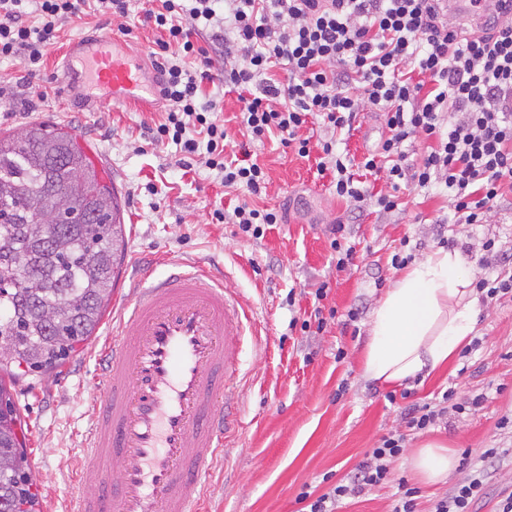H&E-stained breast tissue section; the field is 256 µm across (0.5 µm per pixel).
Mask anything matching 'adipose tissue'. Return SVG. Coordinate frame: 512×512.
Returning <instances> with one entry per match:
<instances>
[{
    "instance_id": "ef3b65f1",
    "label": "adipose tissue",
    "mask_w": 512,
    "mask_h": 512,
    "mask_svg": "<svg viewBox=\"0 0 512 512\" xmlns=\"http://www.w3.org/2000/svg\"><path fill=\"white\" fill-rule=\"evenodd\" d=\"M476 299L460 255L438 250L411 266L389 288L373 313L363 369L373 380L400 383L443 365L474 327ZM455 464L447 446L428 442L413 467L435 483Z\"/></svg>"
}]
</instances>
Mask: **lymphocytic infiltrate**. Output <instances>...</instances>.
Instances as JSON below:
<instances>
[{
    "label": "lymphocytic infiltrate",
    "mask_w": 512,
    "mask_h": 512,
    "mask_svg": "<svg viewBox=\"0 0 512 512\" xmlns=\"http://www.w3.org/2000/svg\"><path fill=\"white\" fill-rule=\"evenodd\" d=\"M128 2L0 0V59L21 60L27 74H36L59 38L60 20L79 17L87 6L123 19ZM494 10L493 19L474 28L448 23L446 0H159L142 22L163 33L149 54L164 76L160 96L168 109L145 134L152 145L179 146L186 158L206 150L208 167L223 173L225 186L258 196L266 174L248 146L227 154L231 139L218 117L220 103L204 99L203 84L217 81L236 93L250 143L274 137L302 158L311 153L309 139L300 135L309 120L341 130L370 109L381 113L385 134L360 162L337 154L333 142L321 145L317 171L332 172L337 196L396 208L395 195L370 196L354 177L357 168L385 174L392 184L426 189L440 183L457 223H483L512 190V0H495ZM224 33L238 47L237 60L225 64L212 47ZM416 137L429 146L413 161L404 144ZM287 216V208L247 202L229 214L213 212L217 222L235 224L254 239ZM403 395L405 427L413 433L485 401L481 394L457 401L451 387L431 402L413 400L409 389ZM404 443V434L381 436L349 481L320 494L300 492V512H336L343 499L392 481V512H417V488L391 471ZM484 489L485 474L476 471L434 500L432 512H476Z\"/></svg>",
    "instance_id": "obj_1"
}]
</instances>
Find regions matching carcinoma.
Returning <instances> with one entry per match:
<instances>
[{"label":"carcinoma","instance_id":"cac0c4a2","mask_svg":"<svg viewBox=\"0 0 512 512\" xmlns=\"http://www.w3.org/2000/svg\"><path fill=\"white\" fill-rule=\"evenodd\" d=\"M66 203L84 222L35 220ZM120 208L72 134L34 125L0 136V370L52 372L94 335L112 296ZM0 375V512H39Z\"/></svg>","mask_w":512,"mask_h":512}]
</instances>
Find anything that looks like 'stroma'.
<instances>
[{"label": "stroma", "instance_id": "stroma-1", "mask_svg": "<svg viewBox=\"0 0 512 512\" xmlns=\"http://www.w3.org/2000/svg\"><path fill=\"white\" fill-rule=\"evenodd\" d=\"M111 16L88 13L60 26V39L44 57L40 77L48 97H32L19 60H0V133H19L34 124H49L73 133L99 175L115 186L121 208L123 240L119 266L136 276H162L182 263H199L224 275L254 310L259 337H246L247 353L228 400L242 415L238 439L226 458L210 466L209 512H297L303 486L326 489L322 478H348L365 461L378 439L404 433L403 389L428 400L446 387L459 399L483 393L476 412L453 415L447 426L407 435L395 464L399 475L419 491L418 512L452 493L468 474L484 465L489 448H512V428H499L512 417V299L477 298L473 340L468 356L454 357L418 381L384 384L363 374L373 311L399 274L394 255L421 262L450 238L469 280L496 276L499 267L484 250L494 240L502 253L512 252V193H505L481 224H449L448 190L401 187L394 211L374 204L357 207L337 198L331 175H320L314 161L295 155L277 140L253 142L250 150L268 175L261 203L284 206L288 221L246 240L232 224H214L210 214L232 212L243 191L225 187L218 170L197 157L183 169L175 145L146 144L144 126L160 121L164 100L149 108L98 96L94 109L84 108L89 92L83 80L63 78L66 47L82 36L117 34ZM313 141L335 138L336 151L350 158L375 148L385 130L378 114L361 112L352 130L336 132L311 122L302 129ZM345 224L344 246L354 251L352 265L337 271L336 254L326 233L334 221ZM328 284L325 307L336 308V322L320 336L302 335L291 325L311 311L314 293ZM356 322L346 323L349 309ZM110 331L101 321L82 345L49 375L17 370L13 395L26 433L27 463L47 512H68L63 491L73 481L90 415L101 384L102 369L90 358L92 346ZM397 396L388 402L387 393ZM436 440L456 455L454 468L440 482L421 481L412 457L423 443Z\"/></svg>", "mask_w": 512, "mask_h": 512}]
</instances>
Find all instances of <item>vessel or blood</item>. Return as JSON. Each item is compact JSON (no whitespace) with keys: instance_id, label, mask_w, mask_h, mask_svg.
Masks as SVG:
<instances>
[{"instance_id":"obj_1","label":"vessel or blood","mask_w":512,"mask_h":512,"mask_svg":"<svg viewBox=\"0 0 512 512\" xmlns=\"http://www.w3.org/2000/svg\"><path fill=\"white\" fill-rule=\"evenodd\" d=\"M68 54L111 100L142 106L158 90L114 36L73 41ZM252 323L250 307L201 265L130 285L99 354L93 429L64 492L72 512H204L200 473L240 425L224 391ZM110 457L121 467L108 466Z\"/></svg>"}]
</instances>
